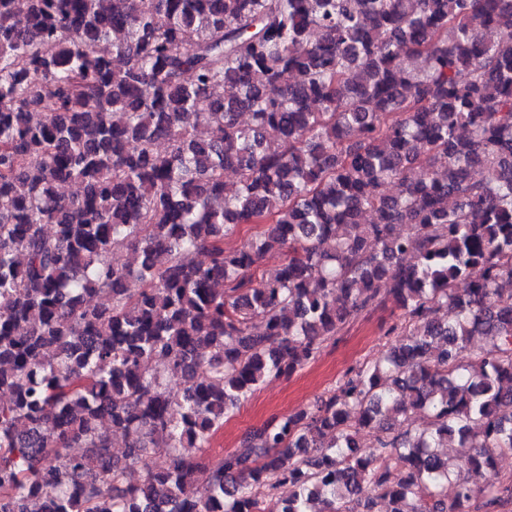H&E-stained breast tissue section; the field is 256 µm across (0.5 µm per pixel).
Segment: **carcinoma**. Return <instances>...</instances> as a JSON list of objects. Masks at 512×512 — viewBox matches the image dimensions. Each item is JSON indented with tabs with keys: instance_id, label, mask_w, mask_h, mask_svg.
Segmentation results:
<instances>
[{
	"instance_id": "cac0c4a2",
	"label": "carcinoma",
	"mask_w": 512,
	"mask_h": 512,
	"mask_svg": "<svg viewBox=\"0 0 512 512\" xmlns=\"http://www.w3.org/2000/svg\"><path fill=\"white\" fill-rule=\"evenodd\" d=\"M489 30L512 0H0V512H508L512 472L483 483L512 455ZM389 300L385 353L212 453Z\"/></svg>"
}]
</instances>
